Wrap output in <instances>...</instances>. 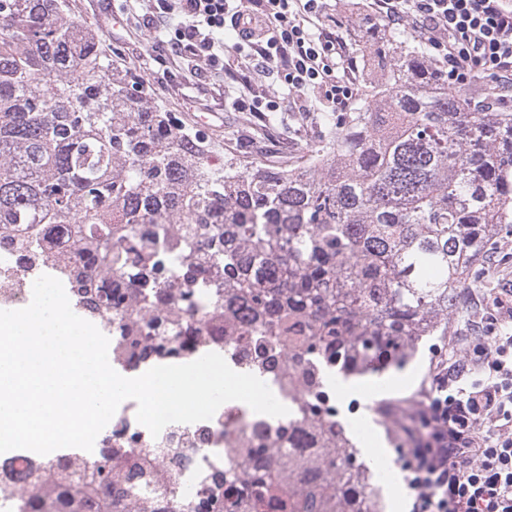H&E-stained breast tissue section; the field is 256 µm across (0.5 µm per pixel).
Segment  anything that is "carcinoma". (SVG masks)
<instances>
[{
	"label": "carcinoma",
	"instance_id": "obj_1",
	"mask_svg": "<svg viewBox=\"0 0 512 512\" xmlns=\"http://www.w3.org/2000/svg\"><path fill=\"white\" fill-rule=\"evenodd\" d=\"M387 76L353 112H320L317 142L292 164L248 163L202 138L114 74L100 37L66 0H0V239L67 272L73 304L146 359L186 331L224 327L272 376L344 377L448 335L470 276L512 224V112L468 98L426 48L384 29ZM310 460L288 428L261 432L237 470L217 472V512H382L360 449L313 409ZM94 459L43 457L9 488L29 512H156L133 478L173 487L152 453L103 439Z\"/></svg>",
	"mask_w": 512,
	"mask_h": 512
}]
</instances>
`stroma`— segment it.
I'll return each mask as SVG.
<instances>
[{
  "mask_svg": "<svg viewBox=\"0 0 512 512\" xmlns=\"http://www.w3.org/2000/svg\"><path fill=\"white\" fill-rule=\"evenodd\" d=\"M357 1L358 9L349 12L345 6L350 0H327L326 11L343 22L346 40L358 45L357 66L362 69L377 54L376 37L382 23L366 16L368 0ZM145 3L146 0H70V7L76 20L101 36L112 49L113 66L128 78L143 83L153 101L171 112L178 122L191 129L196 128L195 117L223 113L222 131L198 128L214 160H223L228 146L262 162L278 155L293 161L302 155L309 139L316 135L313 116L285 108L265 111L271 81L239 67L236 52H226L223 63L202 66L196 75L190 73L183 59L152 61L150 69L140 68L139 59L149 58L156 41L154 32L134 19ZM241 84L250 87L249 95L237 93ZM478 269L480 285L470 289L459 310L449 317L447 335L425 338L416 346L409 361L410 379L393 385L389 382L391 374L386 371L370 383L367 397L372 404L367 408V416L374 423V431L369 442L379 448L381 455L394 456L398 445L407 443L406 416L416 408L420 386L432 361L461 352L458 337L476 335V322L491 318L495 290H512V224L504 225Z\"/></svg>",
  "mask_w": 512,
  "mask_h": 512,
  "instance_id": "35a3bbf8",
  "label": "stroma"
}]
</instances>
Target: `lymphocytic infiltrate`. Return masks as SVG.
I'll return each instance as SVG.
<instances>
[{"label": "lymphocytic infiltrate", "mask_w": 512, "mask_h": 512, "mask_svg": "<svg viewBox=\"0 0 512 512\" xmlns=\"http://www.w3.org/2000/svg\"><path fill=\"white\" fill-rule=\"evenodd\" d=\"M371 8L430 46L454 86L487 78L498 98L512 99V0H372ZM245 15L261 32L235 47L244 68L275 74L268 111L283 99L305 113L349 106L358 50L329 25L324 0H148L142 23L157 32L160 51L212 65ZM494 304L502 317L483 341L436 362L424 385L411 512H512V297Z\"/></svg>", "instance_id": "lymphocytic-infiltrate-1"}]
</instances>
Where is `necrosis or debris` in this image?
Listing matches in <instances>:
<instances>
[{
    "label": "necrosis or debris",
    "instance_id": "4bbe7bcc",
    "mask_svg": "<svg viewBox=\"0 0 512 512\" xmlns=\"http://www.w3.org/2000/svg\"><path fill=\"white\" fill-rule=\"evenodd\" d=\"M9 247L0 248V309L13 310L25 307L31 300L32 289L27 281L30 273L17 261L9 260ZM215 352L224 357L235 371L246 372L242 347L231 341H200L193 347L177 352H160L140 364H127L116 352H109L111 366L122 376L135 377L157 365L185 364L202 355ZM319 385L328 394L321 406L322 413L345 417L357 435H365L369 425L360 412L359 402L346 399L337 393L335 380L329 379L325 368H317ZM135 401H124L107 424V431L125 441L132 452H142L151 447L160 456L169 457L171 449H179L181 461L176 469L173 494L159 497L158 512H168L172 498L191 500L197 512H210L206 487L210 474L216 470L236 469L244 450L251 447L255 435L262 430L270 431L282 425L279 417L253 412L242 403L223 404L208 421L193 424L173 423L159 434L152 436L136 419Z\"/></svg>",
    "mask_w": 512,
    "mask_h": 512
}]
</instances>
